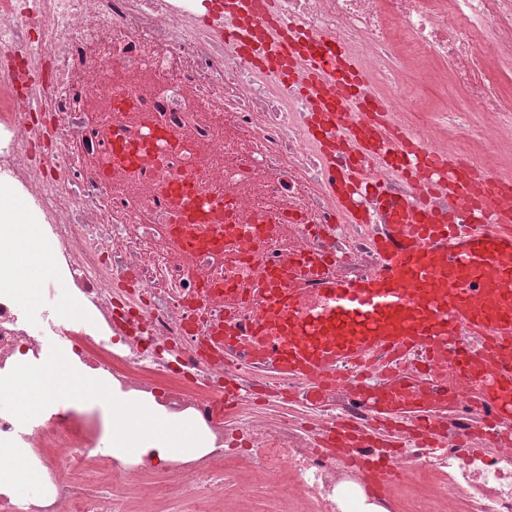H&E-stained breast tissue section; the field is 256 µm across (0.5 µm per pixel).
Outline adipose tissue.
<instances>
[{
  "label": "adipose tissue",
  "mask_w": 512,
  "mask_h": 512,
  "mask_svg": "<svg viewBox=\"0 0 512 512\" xmlns=\"http://www.w3.org/2000/svg\"><path fill=\"white\" fill-rule=\"evenodd\" d=\"M18 235L25 244L16 271L22 283L18 297L30 303L37 298L38 284L47 267L37 250L33 227L20 225ZM9 392L23 413L44 409L61 397L80 401L90 394L97 396L110 404L113 418L120 421L112 432L113 443L132 454L174 460L193 452L196 446V435L188 423L160 417L148 408L131 409L114 402L107 383L95 376L73 374L61 356H51L36 382L22 388L10 387Z\"/></svg>",
  "instance_id": "obj_1"
}]
</instances>
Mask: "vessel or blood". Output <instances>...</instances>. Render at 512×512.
<instances>
[{
  "mask_svg": "<svg viewBox=\"0 0 512 512\" xmlns=\"http://www.w3.org/2000/svg\"><path fill=\"white\" fill-rule=\"evenodd\" d=\"M212 2L213 19L231 31L236 52L274 67L283 85L314 103L310 138L333 174L342 221H361L351 189L374 169L381 178L370 207L387 226L378 265L364 279L337 278L320 256L302 253L275 268L260 265L249 284L225 290V303L245 297L257 313L246 329L227 322L233 343L274 371L299 374L424 344L453 356L473 381L495 373L491 396L512 422V208L500 199L502 178L443 159L447 208L418 194L391 197L383 175L403 159L406 143L353 94L335 56L273 24L278 0ZM460 328L475 343L453 346Z\"/></svg>",
  "mask_w": 512,
  "mask_h": 512,
  "instance_id": "obj_1",
  "label": "vessel or blood"
}]
</instances>
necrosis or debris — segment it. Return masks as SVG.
<instances>
[{"label":"necrosis or debris","mask_w":512,"mask_h":512,"mask_svg":"<svg viewBox=\"0 0 512 512\" xmlns=\"http://www.w3.org/2000/svg\"><path fill=\"white\" fill-rule=\"evenodd\" d=\"M191 2L0 0V185L26 201L0 206V381L24 383L59 336L123 401L204 438L162 464L100 448L104 423L77 404L23 426L0 400V448L41 478L0 486V512H512V426L426 348L307 377L205 357L225 318L254 319L222 296L256 260L312 250L361 279L385 227L337 223L309 102L226 53L222 30L189 29ZM279 21L349 49L414 144L512 177V0H282ZM186 201L223 212L222 249L181 244ZM22 222L52 269L36 317L17 300ZM76 301L86 317L64 319ZM399 379L427 417L376 423Z\"/></svg>","instance_id":"1"}]
</instances>
